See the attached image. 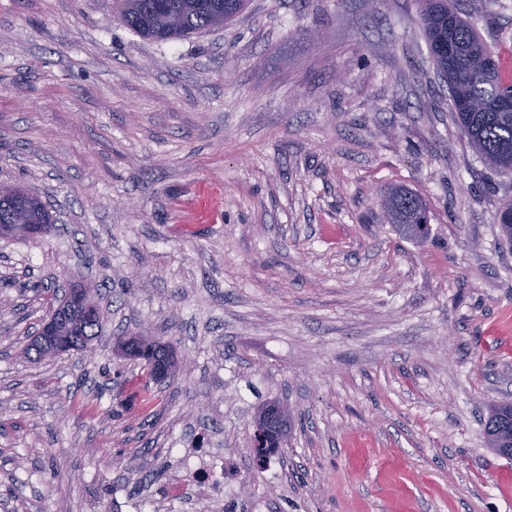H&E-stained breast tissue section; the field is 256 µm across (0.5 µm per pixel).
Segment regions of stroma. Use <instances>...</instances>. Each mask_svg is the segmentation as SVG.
<instances>
[{
  "label": "stroma",
  "instance_id": "stroma-1",
  "mask_svg": "<svg viewBox=\"0 0 512 512\" xmlns=\"http://www.w3.org/2000/svg\"><path fill=\"white\" fill-rule=\"evenodd\" d=\"M457 6L512 61V0ZM1 181L56 222L0 238V512H194L163 494L189 449L223 454L235 512H512L483 434L512 398V173L454 122L418 0H248L173 42L116 0H0ZM71 283L99 338L28 361L41 286ZM122 336L179 359L152 403ZM273 400L295 429L259 467ZM381 208L387 224L410 240H426L429 236V215L422 197L403 186L380 191Z\"/></svg>",
  "mask_w": 512,
  "mask_h": 512
}]
</instances>
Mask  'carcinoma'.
<instances>
[{"label":"carcinoma","instance_id":"1","mask_svg":"<svg viewBox=\"0 0 512 512\" xmlns=\"http://www.w3.org/2000/svg\"><path fill=\"white\" fill-rule=\"evenodd\" d=\"M246 0H118L125 26L156 41L178 40L224 26ZM423 32L437 74L448 83L450 110L484 163L498 172L512 171V75L499 53L481 38L450 0H423ZM10 190L27 204V222L18 224L17 199L0 200V224L6 238L27 237L33 227L52 224L41 200L20 187ZM386 223L404 238L425 240L429 215L422 197L402 186L380 191ZM487 444L512 456V400L491 405L484 424Z\"/></svg>","mask_w":512,"mask_h":512}]
</instances>
